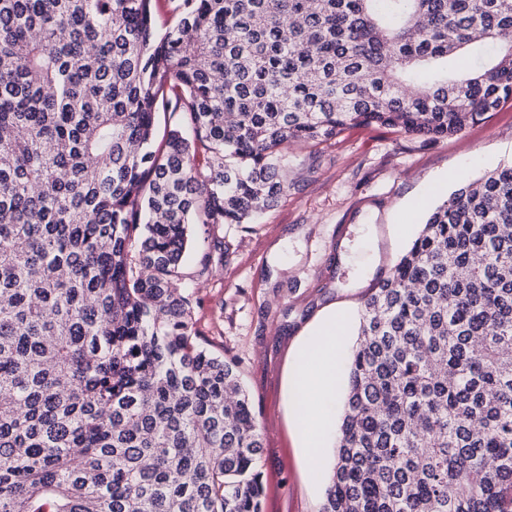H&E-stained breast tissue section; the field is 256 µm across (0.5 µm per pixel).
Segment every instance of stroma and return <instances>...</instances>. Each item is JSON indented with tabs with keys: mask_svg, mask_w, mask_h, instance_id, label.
Segmentation results:
<instances>
[{
	"mask_svg": "<svg viewBox=\"0 0 512 512\" xmlns=\"http://www.w3.org/2000/svg\"><path fill=\"white\" fill-rule=\"evenodd\" d=\"M512 163V106L436 140L398 129H350L327 144L288 148V195L255 223L225 225L224 260L199 276L207 230L196 226L183 285L200 332L234 360L259 422L263 512H319L326 472L302 459L288 418V363L301 336L349 313L348 364L360 302L404 253L430 208L460 183Z\"/></svg>",
	"mask_w": 512,
	"mask_h": 512,
	"instance_id": "35a3bbf8",
	"label": "stroma"
}]
</instances>
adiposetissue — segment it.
Masks as SVG:
<instances>
[{
	"label": "adipose tissue",
	"instance_id": "obj_1",
	"mask_svg": "<svg viewBox=\"0 0 512 512\" xmlns=\"http://www.w3.org/2000/svg\"><path fill=\"white\" fill-rule=\"evenodd\" d=\"M342 333L335 322L325 321L316 332L300 339L297 360L288 369L289 416L300 429V447L311 467L322 465L332 435L330 410L336 404L339 377L336 338Z\"/></svg>",
	"mask_w": 512,
	"mask_h": 512
}]
</instances>
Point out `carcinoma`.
Masks as SVG:
<instances>
[{"mask_svg": "<svg viewBox=\"0 0 512 512\" xmlns=\"http://www.w3.org/2000/svg\"><path fill=\"white\" fill-rule=\"evenodd\" d=\"M0 0V512H262L189 226L288 192L285 150L454 135L512 103V0ZM187 115L156 145L158 113ZM481 256L478 263L473 257ZM321 512H512V163L365 295Z\"/></svg>", "mask_w": 512, "mask_h": 512, "instance_id": "1", "label": "carcinoma"}]
</instances>
